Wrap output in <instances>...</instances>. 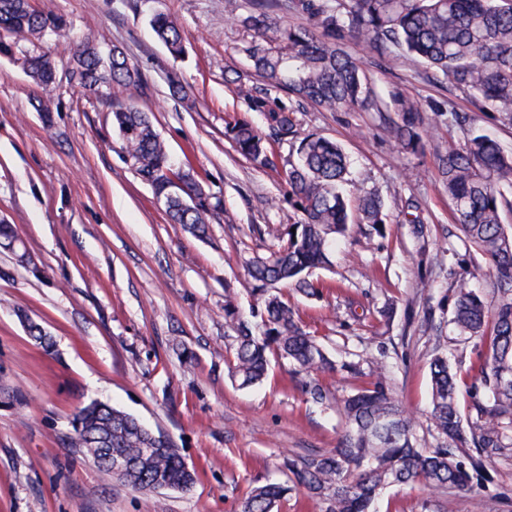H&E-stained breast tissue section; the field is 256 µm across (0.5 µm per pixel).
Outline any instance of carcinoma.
<instances>
[{
    "label": "carcinoma",
    "mask_w": 512,
    "mask_h": 512,
    "mask_svg": "<svg viewBox=\"0 0 512 512\" xmlns=\"http://www.w3.org/2000/svg\"><path fill=\"white\" fill-rule=\"evenodd\" d=\"M287 9L301 15L303 23H283L279 12ZM241 24L253 32L241 51L263 85L249 87L237 80L236 87L282 137L297 134L295 110L276 104L273 91L328 112H394L400 123L390 132L409 153L423 148L425 113L446 112L450 124L471 120L442 101L423 105L396 86L377 94L360 63L344 50L352 42L363 43L390 61L404 56L436 80L463 91L476 111L495 112L512 124V0H252ZM150 25L172 56L184 53L172 17L156 13ZM65 28L64 18L35 11L29 0H0L1 31L38 40ZM73 62L76 85L90 93L107 84L117 99L129 88L145 84L116 45L106 57L85 46L74 53ZM23 67L37 84L52 89L55 71L47 57L26 55ZM112 124L124 158L163 202L170 221L195 237H206L211 220L224 213L220 198L205 193L190 173L174 170L149 113L134 104L122 106L112 112ZM225 134L242 155L271 163L268 142L252 125L236 121L226 126ZM439 173L461 241L487 257L495 270L492 298L469 290L463 273L455 292L452 323L460 336L482 338L489 351L471 385L476 421L464 426L456 375L438 342L430 361L431 427L442 439L440 445L418 446L413 421L380 372L344 400L349 433L341 446L309 458L284 460L293 484L254 487L241 501L240 512H273L297 486L320 512H375L381 490L416 481L470 490L472 472L512 445V233L502 219L504 212H512V198L502 191L512 187V151L484 135L463 144L450 139L439 156ZM348 174V155L339 143L314 133L301 139L286 176V200L300 219L277 230V245L268 254L246 262L253 291L263 297L262 306L253 312L262 334H256L240 314L234 296L225 295L224 319L235 331L228 368L238 387L261 383L271 354L307 373L335 369L317 337L302 328L295 309L272 288L283 283L306 297L322 295L323 285L303 273L328 263L332 238L350 223ZM357 212L359 222L371 232L386 235L388 214L377 194L359 193ZM0 248L22 265L32 261L11 224L0 223ZM72 444L107 471L110 461L122 460L126 470L119 480L142 492L158 487L184 491L195 481L194 471L171 439H162V433L149 430L130 414L99 402L76 415ZM460 447L475 450L466 463L456 454Z\"/></svg>",
    "instance_id": "cac0c4a2"
}]
</instances>
